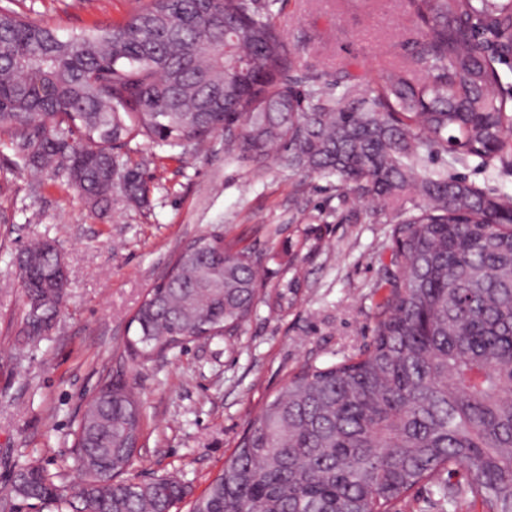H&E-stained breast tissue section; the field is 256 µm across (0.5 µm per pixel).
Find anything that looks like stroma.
Returning <instances> with one entry per match:
<instances>
[{
    "instance_id": "obj_1",
    "label": "stroma",
    "mask_w": 512,
    "mask_h": 512,
    "mask_svg": "<svg viewBox=\"0 0 512 512\" xmlns=\"http://www.w3.org/2000/svg\"><path fill=\"white\" fill-rule=\"evenodd\" d=\"M19 6L64 34L121 22L137 3ZM274 12L303 63L329 72L346 65L376 77L404 63L418 38L405 0H278ZM154 153L142 141L130 154L146 166L143 202L117 191L100 212L51 171L13 167L10 140L0 134V498L25 463L58 482L82 480L73 432L108 375L133 387L143 410L127 478L172 476L201 494L289 377L307 364L340 362L372 338L390 227L355 220L361 204L340 194L335 178L225 159L220 133L160 165L151 164ZM307 216L319 219L323 237L312 255L298 245ZM202 234L248 248L271 284L296 259L297 303L285 312L259 304L233 337L190 341L150 359L134 354L135 309L174 253ZM35 239L56 244L69 287L52 328L28 337L17 257Z\"/></svg>"
}]
</instances>
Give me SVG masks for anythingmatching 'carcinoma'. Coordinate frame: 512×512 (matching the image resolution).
Returning a JSON list of instances; mask_svg holds the SVG:
<instances>
[{
    "instance_id": "1",
    "label": "carcinoma",
    "mask_w": 512,
    "mask_h": 512,
    "mask_svg": "<svg viewBox=\"0 0 512 512\" xmlns=\"http://www.w3.org/2000/svg\"><path fill=\"white\" fill-rule=\"evenodd\" d=\"M405 2L420 40L362 84L302 64L275 0H146L123 23L65 36L0 0V131L15 165L53 171L102 210L116 188L144 198L131 142L185 152L222 132L224 155L334 177L374 203L368 221L391 225L371 342L292 378L191 512H397L425 485L443 512H512V195L451 171L512 170L498 69L512 59V0ZM58 254L45 240L18 259L47 329L68 288ZM288 272L267 294L250 252L201 235L147 292L130 345L149 358L233 336L261 301L293 305ZM141 422L132 389L105 382L76 427L83 481L60 486L28 463L10 496L51 512H172L185 484L122 479Z\"/></svg>"
}]
</instances>
